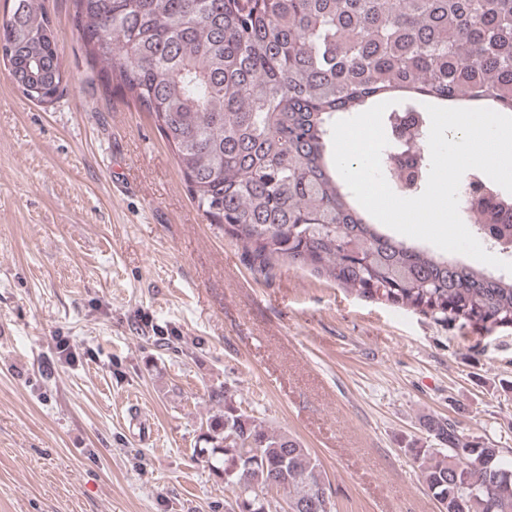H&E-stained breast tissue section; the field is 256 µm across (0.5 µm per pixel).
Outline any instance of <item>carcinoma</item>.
<instances>
[{"label": "carcinoma", "mask_w": 512, "mask_h": 512, "mask_svg": "<svg viewBox=\"0 0 512 512\" xmlns=\"http://www.w3.org/2000/svg\"><path fill=\"white\" fill-rule=\"evenodd\" d=\"M99 85L149 113L192 200L241 243L250 268L273 261L430 316L512 328V273L477 269L399 240L360 209L333 161L332 125L393 101L383 171L399 195L428 179L426 100L512 112V0H72ZM0 60L16 89L49 105L67 77L42 0H12ZM475 231L512 243V196L471 187ZM211 397L200 453L232 493L228 512H337L309 449L276 434L229 389ZM435 448H409L441 512H512V460L446 419Z\"/></svg>", "instance_id": "obj_1"}]
</instances>
